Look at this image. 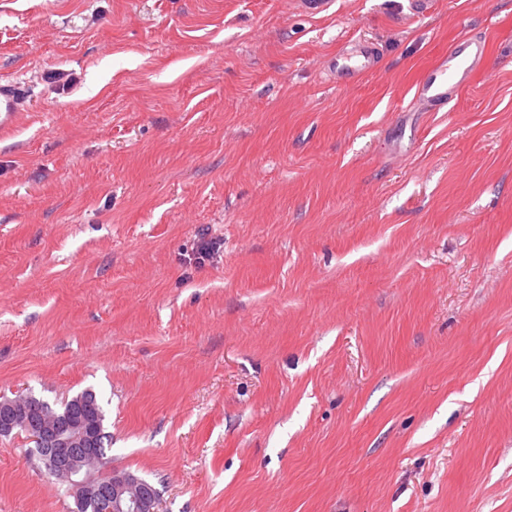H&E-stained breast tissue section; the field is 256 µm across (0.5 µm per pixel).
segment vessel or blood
Instances as JSON below:
<instances>
[{
    "mask_svg": "<svg viewBox=\"0 0 512 512\" xmlns=\"http://www.w3.org/2000/svg\"><path fill=\"white\" fill-rule=\"evenodd\" d=\"M378 54L374 44L366 39L354 42L351 49L339 50L332 69L337 82L359 81L375 73ZM487 64L485 38L472 35L453 44L417 84L414 99L429 111H440L460 88L484 69ZM22 100V86L17 82H0V131L14 128Z\"/></svg>",
    "mask_w": 512,
    "mask_h": 512,
    "instance_id": "vessel-or-blood-1",
    "label": "vessel or blood"
}]
</instances>
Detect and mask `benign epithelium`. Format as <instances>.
<instances>
[{
	"mask_svg": "<svg viewBox=\"0 0 512 512\" xmlns=\"http://www.w3.org/2000/svg\"><path fill=\"white\" fill-rule=\"evenodd\" d=\"M21 417L35 446L41 451L49 449L45 457L47 471L65 484L77 501L98 504L104 512H159L157 490L136 474L113 466L99 451V427L90 403H85L77 416L66 412L46 421L43 412L30 406V396L10 398L0 417V431H10ZM88 458L104 464L107 486L84 479L82 467Z\"/></svg>",
	"mask_w": 512,
	"mask_h": 512,
	"instance_id": "7a95c632",
	"label": "benign epithelium"
}]
</instances>
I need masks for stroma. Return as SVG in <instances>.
Listing matches in <instances>:
<instances>
[{
    "instance_id": "obj_1",
    "label": "stroma",
    "mask_w": 512,
    "mask_h": 512,
    "mask_svg": "<svg viewBox=\"0 0 512 512\" xmlns=\"http://www.w3.org/2000/svg\"><path fill=\"white\" fill-rule=\"evenodd\" d=\"M0 79V396L95 391L160 512H512V0H0ZM31 446L0 512H70ZM487 59L485 38L477 35L463 37L417 84L414 100L426 105L429 112H439L472 76L485 68ZM351 49L344 47L336 53L331 76L336 75V83L359 81L376 72L378 54L374 44L367 39L352 43ZM22 86L18 82H0V131L12 130L22 100Z\"/></svg>"
}]
</instances>
